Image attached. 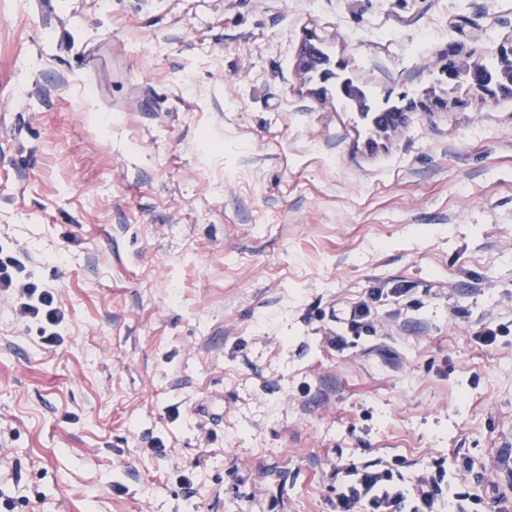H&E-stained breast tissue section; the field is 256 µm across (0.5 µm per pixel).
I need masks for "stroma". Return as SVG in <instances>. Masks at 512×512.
Wrapping results in <instances>:
<instances>
[{"label": "stroma", "mask_w": 512, "mask_h": 512, "mask_svg": "<svg viewBox=\"0 0 512 512\" xmlns=\"http://www.w3.org/2000/svg\"><path fill=\"white\" fill-rule=\"evenodd\" d=\"M509 42L512 0H0V248L65 316L0 296V512H334L392 458L511 491L512 96L438 71Z\"/></svg>", "instance_id": "stroma-1"}]
</instances>
